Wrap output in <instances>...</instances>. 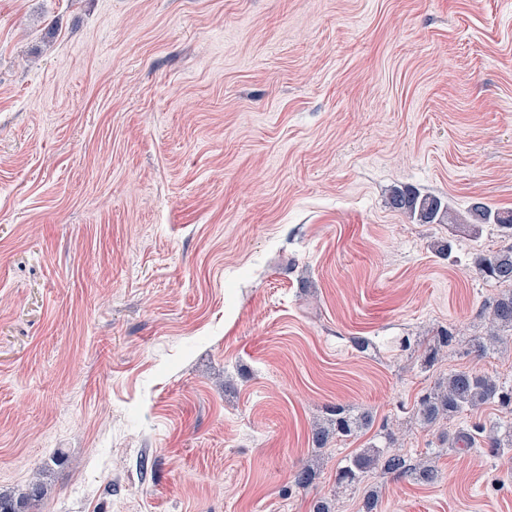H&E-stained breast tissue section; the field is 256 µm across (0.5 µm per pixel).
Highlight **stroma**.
I'll return each instance as SVG.
<instances>
[{
  "instance_id": "1",
  "label": "stroma",
  "mask_w": 512,
  "mask_h": 512,
  "mask_svg": "<svg viewBox=\"0 0 512 512\" xmlns=\"http://www.w3.org/2000/svg\"><path fill=\"white\" fill-rule=\"evenodd\" d=\"M405 186L512 208V0H0V494L512 512V452L415 411L476 363L512 384V339L470 352L504 290L471 258L507 241L394 211ZM443 327L435 367L403 345ZM336 404L373 423L316 448ZM388 429L437 481L337 485Z\"/></svg>"
}]
</instances>
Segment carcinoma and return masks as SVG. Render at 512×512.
<instances>
[{"label": "carcinoma", "instance_id": "cac0c4a2", "mask_svg": "<svg viewBox=\"0 0 512 512\" xmlns=\"http://www.w3.org/2000/svg\"><path fill=\"white\" fill-rule=\"evenodd\" d=\"M392 209L405 213L422 224H474L490 225L502 236L512 239V209H494L483 202H474L463 217L441 198L423 194L416 188L396 189L389 198ZM476 274L487 281L512 284V245L495 252H478L472 258ZM494 331L472 340L474 351L480 355L496 349L501 343L499 332L512 331V292L502 295L485 307ZM453 341L446 330L417 343L423 349L424 364L429 367ZM487 404H497L512 411V386L508 387L489 373L476 367L458 370L448 375L446 381L436 389L424 393L418 400V414L421 421L432 427L443 419H454L468 411ZM371 424L367 412L354 410L338 404L328 412L324 423L312 432V442L317 448H324L334 438L341 440L356 435ZM482 439L484 447L498 453L512 449V423L503 427L486 428L475 425L467 432H460L448 439V447L468 444L474 436ZM379 469L386 474L410 476L413 480L430 484L438 478L435 466L426 462L412 464L409 458L398 450H383L372 447L351 456L337 472V481L348 486L362 483L364 474Z\"/></svg>", "mask_w": 512, "mask_h": 512}]
</instances>
